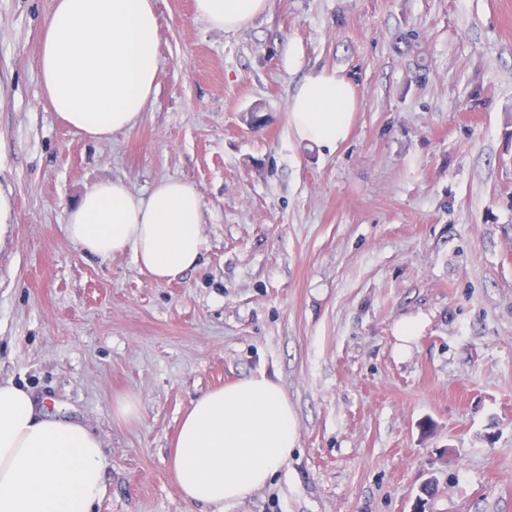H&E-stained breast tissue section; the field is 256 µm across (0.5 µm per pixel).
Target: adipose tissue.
I'll return each mask as SVG.
<instances>
[{
  "label": "adipose tissue",
  "instance_id": "1",
  "mask_svg": "<svg viewBox=\"0 0 512 512\" xmlns=\"http://www.w3.org/2000/svg\"><path fill=\"white\" fill-rule=\"evenodd\" d=\"M211 28L248 26L266 0H194ZM154 0H53L41 42L45 95L61 120L102 141L135 128L156 89ZM356 93L340 71L307 75L288 123L301 141L336 149L349 136ZM190 185L162 180L143 196L120 179L88 188L69 212L67 237L109 259L132 252L154 280L196 267L205 240ZM295 446L293 408L266 375L200 395L182 418L169 466L185 502L219 505L266 486ZM103 442L83 425L39 415L28 391L0 382V512H92L104 491Z\"/></svg>",
  "mask_w": 512,
  "mask_h": 512
}]
</instances>
